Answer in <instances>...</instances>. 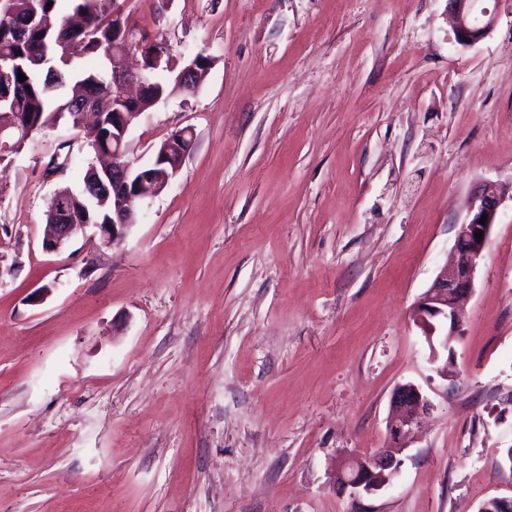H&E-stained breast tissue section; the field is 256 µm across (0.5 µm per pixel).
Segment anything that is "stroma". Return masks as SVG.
<instances>
[{
  "label": "stroma",
  "mask_w": 512,
  "mask_h": 512,
  "mask_svg": "<svg viewBox=\"0 0 512 512\" xmlns=\"http://www.w3.org/2000/svg\"><path fill=\"white\" fill-rule=\"evenodd\" d=\"M448 0H125L198 93L131 125L196 144L125 239L42 246L94 155L62 121L0 162V512H478L512 498V204L460 333L412 317L473 187L512 186V0L456 43ZM431 403L388 432L401 383ZM395 448L354 494L346 454ZM400 462L386 451H380L367 462L354 457L345 459L338 473V480L344 487L371 493L385 486ZM371 466L375 468L372 470ZM369 471V473L366 472ZM384 478V480H383Z\"/></svg>",
  "instance_id": "stroma-1"
}]
</instances>
